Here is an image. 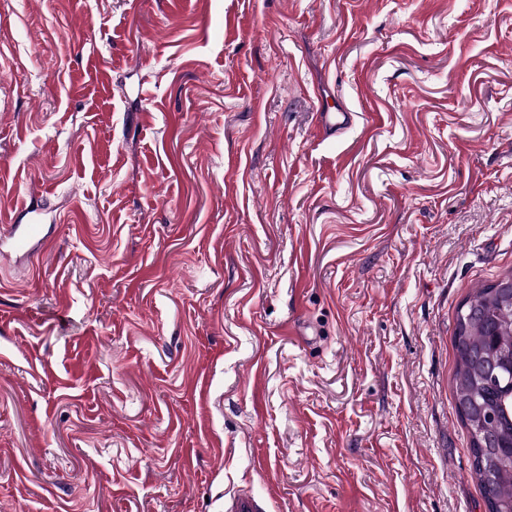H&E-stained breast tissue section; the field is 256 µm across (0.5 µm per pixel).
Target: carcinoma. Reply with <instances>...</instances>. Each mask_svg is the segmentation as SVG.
I'll return each mask as SVG.
<instances>
[{
  "instance_id": "1",
  "label": "carcinoma",
  "mask_w": 512,
  "mask_h": 512,
  "mask_svg": "<svg viewBox=\"0 0 512 512\" xmlns=\"http://www.w3.org/2000/svg\"><path fill=\"white\" fill-rule=\"evenodd\" d=\"M467 309L476 315L466 319ZM454 347L457 366L453 375L455 401L474 396L496 416V427L504 440L512 438V384L490 383L477 377V360L493 352L512 348V303L502 300L488 284L477 288L457 313ZM493 497L499 512L512 508V458L498 469Z\"/></svg>"
}]
</instances>
